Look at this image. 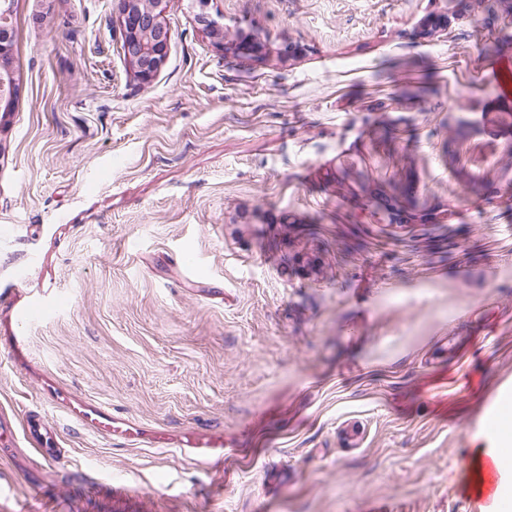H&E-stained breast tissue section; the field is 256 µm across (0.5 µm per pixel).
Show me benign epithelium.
Listing matches in <instances>:
<instances>
[{"label":"benign epithelium","instance_id":"7a95c632","mask_svg":"<svg viewBox=\"0 0 512 512\" xmlns=\"http://www.w3.org/2000/svg\"><path fill=\"white\" fill-rule=\"evenodd\" d=\"M170 0H117L116 20L122 31V53L142 83L152 82L164 66L172 41V30L166 17ZM199 12L196 19L209 30L216 44L229 47L250 61H264L267 53L254 37H236L220 31L210 19L207 6L210 0H194ZM448 28V15L431 13L419 23L416 36L431 43L437 41ZM12 51L11 12L3 10L0 3V105H11L18 92V85L10 68Z\"/></svg>","mask_w":512,"mask_h":512}]
</instances>
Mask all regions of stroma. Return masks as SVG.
Masks as SVG:
<instances>
[{
	"instance_id": "35a3bbf8",
	"label": "stroma",
	"mask_w": 512,
	"mask_h": 512,
	"mask_svg": "<svg viewBox=\"0 0 512 512\" xmlns=\"http://www.w3.org/2000/svg\"><path fill=\"white\" fill-rule=\"evenodd\" d=\"M447 9L211 0L263 43L248 64L171 0L168 60L144 85L116 0H13L0 336L26 344L0 348V512H478L467 455L512 398V97L484 77L512 61V12L415 38ZM348 168L406 177L456 216L356 223L332 183ZM460 168L490 173L493 201ZM33 299L45 315L19 322ZM61 391L147 428L223 432L224 457L76 428L47 463L23 417L65 422ZM448 28L447 13H431L426 15L419 23L416 36L426 43L437 41Z\"/></svg>"
}]
</instances>
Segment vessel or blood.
Wrapping results in <instances>:
<instances>
[{"label":"vessel or blood","instance_id":"vessel-or-blood-1","mask_svg":"<svg viewBox=\"0 0 512 512\" xmlns=\"http://www.w3.org/2000/svg\"><path fill=\"white\" fill-rule=\"evenodd\" d=\"M64 403L69 419L78 421L93 433L130 448L144 444L165 448L174 444L206 463L224 456V440L215 435L189 431L175 440L166 433L156 430L149 432L132 421L115 418L108 411L88 408L72 398H65ZM23 431L43 459H54L60 438V431L55 424L50 423L45 415L33 414L24 420Z\"/></svg>","mask_w":512,"mask_h":512}]
</instances>
